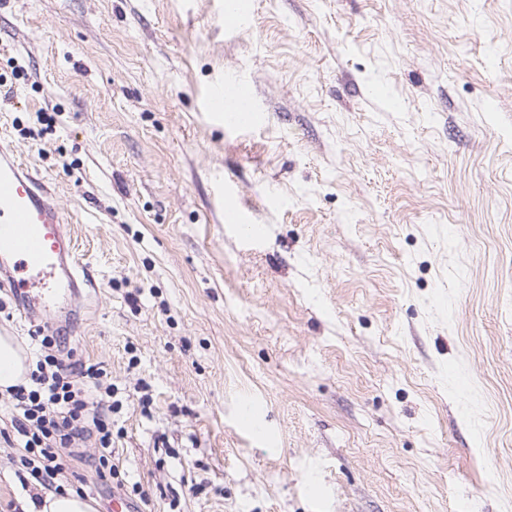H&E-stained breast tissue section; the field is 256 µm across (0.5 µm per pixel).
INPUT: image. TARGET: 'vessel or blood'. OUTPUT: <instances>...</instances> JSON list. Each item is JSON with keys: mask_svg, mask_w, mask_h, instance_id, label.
Segmentation results:
<instances>
[{"mask_svg": "<svg viewBox=\"0 0 512 512\" xmlns=\"http://www.w3.org/2000/svg\"><path fill=\"white\" fill-rule=\"evenodd\" d=\"M77 254L67 218L48 188L0 147V288L28 321L57 300L95 287Z\"/></svg>", "mask_w": 512, "mask_h": 512, "instance_id": "1", "label": "vessel or blood"}]
</instances>
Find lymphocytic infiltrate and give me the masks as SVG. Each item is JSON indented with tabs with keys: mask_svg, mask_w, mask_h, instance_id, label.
<instances>
[{
	"mask_svg": "<svg viewBox=\"0 0 512 512\" xmlns=\"http://www.w3.org/2000/svg\"><path fill=\"white\" fill-rule=\"evenodd\" d=\"M46 351L31 374L29 385L16 389L12 398L19 436L18 458L28 476L45 487L53 486L64 470L65 456L74 454L87 437H96L101 452L95 467L98 478L112 469V404L89 403L86 381L99 379L103 371L95 364L64 363L54 353L59 337L44 335Z\"/></svg>",
	"mask_w": 512,
	"mask_h": 512,
	"instance_id": "obj_1",
	"label": "lymphocytic infiltrate"
}]
</instances>
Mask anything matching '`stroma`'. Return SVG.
<instances>
[{
    "instance_id": "1",
    "label": "stroma",
    "mask_w": 512,
    "mask_h": 512,
    "mask_svg": "<svg viewBox=\"0 0 512 512\" xmlns=\"http://www.w3.org/2000/svg\"><path fill=\"white\" fill-rule=\"evenodd\" d=\"M0 0V144L96 289L38 327L102 364L56 479L112 512H512V0ZM239 78L262 124L204 108ZM399 108H392L390 100ZM239 210L266 232L248 239ZM0 395V512L21 484Z\"/></svg>"
}]
</instances>
